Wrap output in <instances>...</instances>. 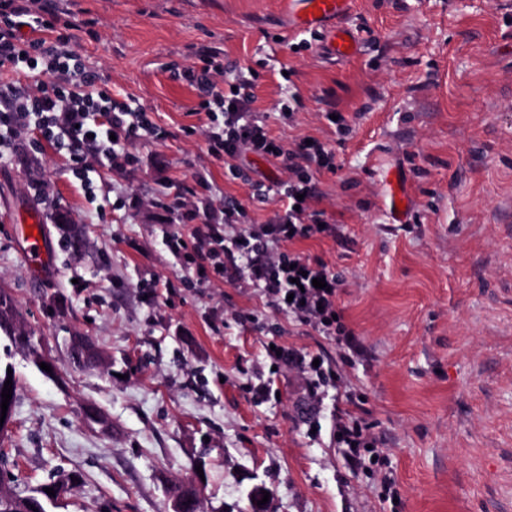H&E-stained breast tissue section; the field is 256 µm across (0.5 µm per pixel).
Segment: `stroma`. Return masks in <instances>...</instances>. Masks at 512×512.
<instances>
[{
  "label": "stroma",
  "instance_id": "stroma-1",
  "mask_svg": "<svg viewBox=\"0 0 512 512\" xmlns=\"http://www.w3.org/2000/svg\"><path fill=\"white\" fill-rule=\"evenodd\" d=\"M72 46L112 90L161 130L130 145L132 163L94 166L88 181L67 152L28 134L0 162V288L51 358L26 354L14 422L0 453L30 485L56 467L79 472L54 512H170L165 486L205 464L204 512H512V0H354L324 22L356 36L350 60L298 30L281 0H52ZM218 88L246 76L284 146L313 138L335 155L319 175L333 236L295 248L344 281L336 305L360 340L339 349L258 290L199 287L166 248L154 202L170 184L206 176L209 200L234 197L262 222L280 202L252 200L258 182H285L272 158L248 155L234 178L209 155L200 100L186 76L201 53ZM342 112L345 130L324 114ZM400 169L412 209L393 223L384 173ZM64 212L86 247L68 251ZM40 219L51 268L35 278L18 224ZM181 281L176 293L162 283ZM104 362L74 366L71 336ZM318 353L339 376L322 406L297 371L275 367L270 344ZM112 420L102 430L86 405ZM361 419L395 477L352 472L330 434L334 405Z\"/></svg>",
  "mask_w": 512,
  "mask_h": 512
}]
</instances>
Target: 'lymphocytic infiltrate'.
<instances>
[{
	"label": "lymphocytic infiltrate",
	"instance_id": "obj_1",
	"mask_svg": "<svg viewBox=\"0 0 512 512\" xmlns=\"http://www.w3.org/2000/svg\"><path fill=\"white\" fill-rule=\"evenodd\" d=\"M74 39V33L59 30L55 13L35 10L32 0H0V68L15 75L11 83L0 82V148L15 147L28 131H39L45 142L67 150L71 172L83 180L93 164L120 167L128 145L155 128L144 109L113 103L110 90L70 51ZM200 62L196 80L206 97L198 109L207 121L185 127V135L202 134L208 153L217 158L255 154L278 159L291 178L280 194L282 213L247 228L240 225L246 209L238 200L227 199L216 208L198 197L197 187L207 184L203 176H195L190 185L175 184L173 192L156 202L173 223L164 233L169 251L182 259L197 285L245 282L276 309L338 346L355 348V335L335 318L341 277L321 258L292 248L333 230L317 207V176L334 170L333 153L316 140L284 148L259 116L252 85L240 80L235 89L217 91L209 80L211 55H201ZM219 112L224 128L217 131L210 122ZM316 278L325 279L326 288L314 287ZM314 359L313 353L286 347L278 357L302 372L309 399L319 404L322 387L336 373L330 365H315ZM334 437L354 471L363 467L368 447L376 443L367 427L346 412L336 415Z\"/></svg>",
	"mask_w": 512,
	"mask_h": 512
}]
</instances>
